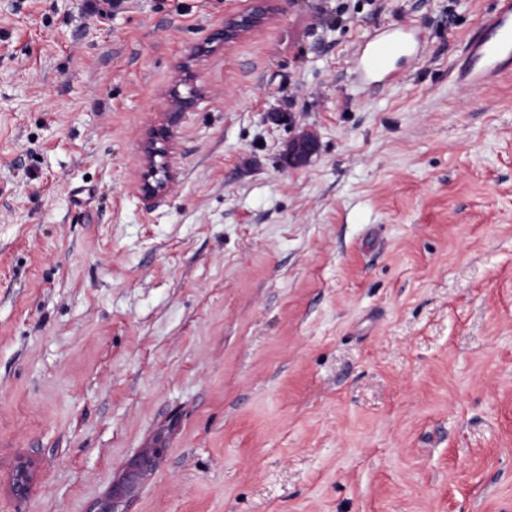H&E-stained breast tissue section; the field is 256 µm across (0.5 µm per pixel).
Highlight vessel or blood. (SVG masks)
<instances>
[{"mask_svg":"<svg viewBox=\"0 0 512 512\" xmlns=\"http://www.w3.org/2000/svg\"><path fill=\"white\" fill-rule=\"evenodd\" d=\"M419 49L420 43L409 28H393L357 50L355 78L369 86L397 80V72L390 67L391 60L398 54ZM510 73L512 0H496L493 13L467 40L454 80L460 86L478 90ZM184 118L181 112L163 113L134 145L139 195L145 204L162 202L175 184L174 132Z\"/></svg>","mask_w":512,"mask_h":512,"instance_id":"1","label":"vessel or blood"}]
</instances>
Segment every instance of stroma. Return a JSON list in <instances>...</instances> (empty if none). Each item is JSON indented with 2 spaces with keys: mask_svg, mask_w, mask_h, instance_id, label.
Returning a JSON list of instances; mask_svg holds the SVG:
<instances>
[{
  "mask_svg": "<svg viewBox=\"0 0 512 512\" xmlns=\"http://www.w3.org/2000/svg\"><path fill=\"white\" fill-rule=\"evenodd\" d=\"M86 3L0 0V512H89L154 448L131 512H512V74L453 81L493 0H270L230 42L252 0ZM397 26L421 52L360 84ZM252 9L242 15H236L229 18L224 23V39L231 41L237 38L243 32L261 25L266 16V2L268 0H255ZM409 51L419 53L420 42L406 27L393 28L371 39L356 52V80L369 86L397 80L399 74L390 68V61ZM175 106L172 112L149 125L134 144L138 157V189L141 200L147 205L162 202L171 192L176 180V155L174 132L184 118L190 99L181 95L178 89L170 94ZM317 136L309 131H300L289 143L284 156V165L297 167L305 164L317 151ZM32 486V473L30 464L26 461H19L14 468L11 480L13 495L19 499L29 496Z\"/></svg>",
  "mask_w": 512,
  "mask_h": 512,
  "instance_id": "obj_1",
  "label": "stroma"
}]
</instances>
